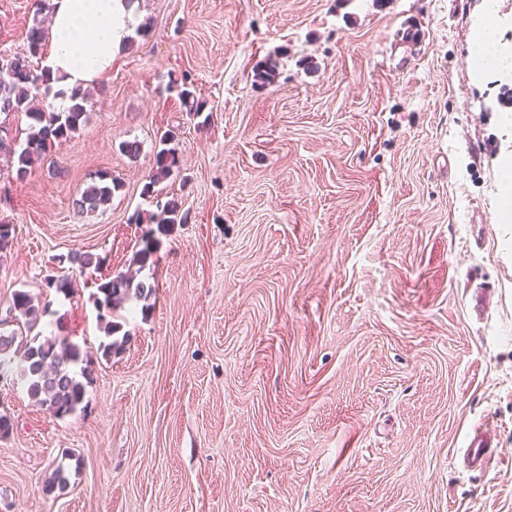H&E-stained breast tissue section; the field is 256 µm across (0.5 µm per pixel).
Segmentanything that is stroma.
I'll return each mask as SVG.
<instances>
[{
    "label": "stroma",
    "instance_id": "stroma-1",
    "mask_svg": "<svg viewBox=\"0 0 512 512\" xmlns=\"http://www.w3.org/2000/svg\"><path fill=\"white\" fill-rule=\"evenodd\" d=\"M32 3L0 0L1 53L24 51ZM481 5L139 0L71 139L22 180L0 159V307L28 291L50 305L42 334L91 359L86 408L62 419L0 381V512H512V76L474 82ZM169 130L180 173L149 196ZM102 173L119 190L76 212ZM160 198L190 220L137 269L151 306L126 304L103 357L92 296L135 269ZM64 277L68 297L48 285ZM479 285L498 291L482 313ZM479 425L495 460L469 477ZM60 462L70 487L46 494ZM498 216L499 223H512V163L504 162L498 182Z\"/></svg>",
    "mask_w": 512,
    "mask_h": 512
}]
</instances>
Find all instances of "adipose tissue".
<instances>
[{"label":"adipose tissue","instance_id":"obj_1","mask_svg":"<svg viewBox=\"0 0 512 512\" xmlns=\"http://www.w3.org/2000/svg\"><path fill=\"white\" fill-rule=\"evenodd\" d=\"M48 66L64 91L87 87L112 66L127 43L137 16V0H51ZM496 0H483L470 54L478 59L476 74L489 69L512 70V58L499 52L502 34L495 21Z\"/></svg>","mask_w":512,"mask_h":512}]
</instances>
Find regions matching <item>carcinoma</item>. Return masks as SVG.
Here are the masks:
<instances>
[{"instance_id":"cac0c4a2","label":"carcinoma","mask_w":512,"mask_h":512,"mask_svg":"<svg viewBox=\"0 0 512 512\" xmlns=\"http://www.w3.org/2000/svg\"><path fill=\"white\" fill-rule=\"evenodd\" d=\"M45 40L44 22L38 21L27 31L28 54L14 55L6 64L0 65V116L7 121L10 116L23 113L31 120L25 145L18 148L8 136H0V153L11 159L12 170L18 179L25 177L35 159L45 154L53 142L70 138L86 113L87 98L78 88L71 91V105L64 111L35 106L39 91L51 88L49 69L38 70L32 62L41 55ZM276 72V63L268 59L256 64L254 77L262 84H270L274 82ZM179 98L189 112L205 110V102L195 96L186 82L180 86ZM178 171L177 149H161L155 157L154 174L144 191L151 192L155 184ZM118 188L119 184L114 180L95 183L76 200L75 206L81 213L95 211L106 205ZM187 220L188 213L182 211L178 200L171 198L158 203L157 212L150 217L154 227L142 234V248L136 251L133 261L146 265L160 248L161 237L168 235L174 225L185 224ZM153 291L152 285L138 281L128 273H118L99 285L96 307L104 333V340L100 342L102 356L112 357L126 342L124 338H113L120 328L114 321L118 312L132 300H148ZM47 311L48 305L36 304L28 292H14L6 310L7 316L0 319V325L7 320L15 323V328L0 331V379L16 374L35 405L55 418H64L81 410L86 394L84 380L90 375V360L67 338L42 336L36 332ZM69 484V472L59 463L46 482L45 491L49 494L63 492Z\"/></svg>"}]
</instances>
